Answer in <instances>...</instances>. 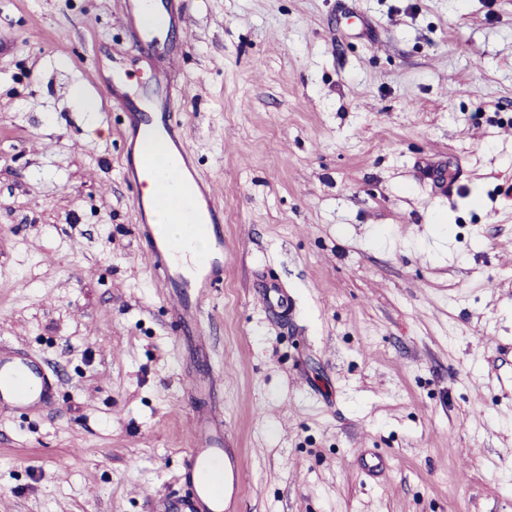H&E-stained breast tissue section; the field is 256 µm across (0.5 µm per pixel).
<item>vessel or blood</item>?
<instances>
[{
    "instance_id": "obj_1",
    "label": "vessel or blood",
    "mask_w": 512,
    "mask_h": 512,
    "mask_svg": "<svg viewBox=\"0 0 512 512\" xmlns=\"http://www.w3.org/2000/svg\"><path fill=\"white\" fill-rule=\"evenodd\" d=\"M129 128L135 135L148 132L176 140L182 122L175 113L162 112L154 119H131ZM125 157L124 177L141 214L137 234L150 242L147 263L165 290L177 326L201 334L204 291L219 287L224 280L223 212L205 191L192 195L175 191V184L184 176L182 166H159L153 156L132 148L127 149ZM150 185L155 192L149 197L144 190ZM151 209L164 211L171 220L185 225V236L155 238L147 215ZM200 236L208 242L203 252L196 246ZM257 297L265 307L287 314L288 296L275 282L262 285ZM54 396L55 382L40 362L18 349L0 348V409L35 411L49 405ZM191 436L192 445L184 454L180 476L186 494L176 512H224L230 486L224 462V422L211 414L195 416Z\"/></svg>"
}]
</instances>
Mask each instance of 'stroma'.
I'll return each instance as SVG.
<instances>
[{"instance_id":"1","label":"stroma","mask_w":512,"mask_h":512,"mask_svg":"<svg viewBox=\"0 0 512 512\" xmlns=\"http://www.w3.org/2000/svg\"><path fill=\"white\" fill-rule=\"evenodd\" d=\"M124 9L0 0V342L56 375L0 411V512H159L199 408L228 512H512V0H183L155 53ZM165 107L224 208L202 353L123 179ZM257 297L266 308L277 311L281 315H288V296L273 281H269L260 287Z\"/></svg>"}]
</instances>
